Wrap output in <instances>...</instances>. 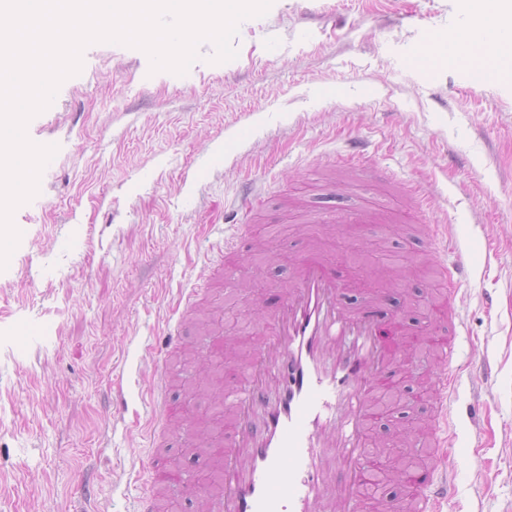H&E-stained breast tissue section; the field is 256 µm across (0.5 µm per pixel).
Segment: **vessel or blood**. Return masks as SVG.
Returning <instances> with one entry per match:
<instances>
[{
	"instance_id": "1",
	"label": "vessel or blood",
	"mask_w": 512,
	"mask_h": 512,
	"mask_svg": "<svg viewBox=\"0 0 512 512\" xmlns=\"http://www.w3.org/2000/svg\"><path fill=\"white\" fill-rule=\"evenodd\" d=\"M466 250L444 266L441 286L456 297L469 277ZM298 276L268 316L269 334L238 367L223 399L231 429L218 449L220 491L205 497L206 512H368L366 486L373 470L368 431L374 402L407 363L436 361L439 401L431 414L436 451L428 467L404 472L414 512H443L455 494L462 455L448 433V402L458 379L456 307L433 328L397 326L388 332L381 297L345 301V283L326 258L303 249ZM156 484L183 485L160 457L151 461ZM184 487L186 499L199 489Z\"/></svg>"
}]
</instances>
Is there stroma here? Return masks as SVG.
Returning a JSON list of instances; mask_svg holds the SVG:
<instances>
[{"mask_svg": "<svg viewBox=\"0 0 512 512\" xmlns=\"http://www.w3.org/2000/svg\"><path fill=\"white\" fill-rule=\"evenodd\" d=\"M470 21L465 0H274L240 23L235 60L213 62L205 41L182 76L134 47L84 49L28 123L58 151L14 212L22 238L0 273V512H147L148 495L186 512L149 462L165 454L207 488L231 421L225 341L264 339L299 250L318 245L355 300L383 291L428 325L444 292L426 224L450 226L472 266L448 429L484 467L460 465L446 512H512V76L469 84L448 40ZM352 135L366 141L354 173ZM248 177L263 203L249 215L234 207ZM335 203L371 219L317 222ZM235 222L248 243L231 254ZM189 296L184 346L161 360ZM162 364L180 408L165 424L146 398ZM431 386L416 366L371 443L415 427L407 398ZM167 430L185 446L163 450Z\"/></svg>", "mask_w": 512, "mask_h": 512, "instance_id": "1", "label": "stroma"}]
</instances>
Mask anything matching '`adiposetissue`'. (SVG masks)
Returning <instances> with one entry per match:
<instances>
[{"label": "adipose tissue", "instance_id": "obj_1", "mask_svg": "<svg viewBox=\"0 0 512 512\" xmlns=\"http://www.w3.org/2000/svg\"><path fill=\"white\" fill-rule=\"evenodd\" d=\"M469 8L475 16L478 29L468 32L463 40H450L449 48H458L463 42L475 46L490 68L495 67L501 58H512V42H503L496 37L497 29L512 27V0H497V8L491 13L483 10L482 0H470Z\"/></svg>", "mask_w": 512, "mask_h": 512}]
</instances>
